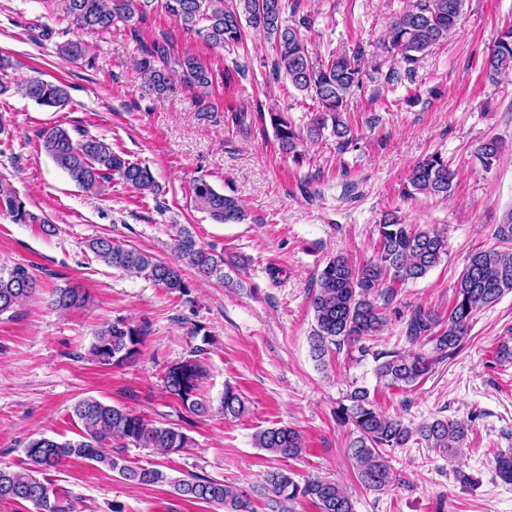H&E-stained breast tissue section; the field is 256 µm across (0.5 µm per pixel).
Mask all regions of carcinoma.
<instances>
[{
  "label": "carcinoma",
  "mask_w": 512,
  "mask_h": 512,
  "mask_svg": "<svg viewBox=\"0 0 512 512\" xmlns=\"http://www.w3.org/2000/svg\"><path fill=\"white\" fill-rule=\"evenodd\" d=\"M61 9L81 31L106 32L122 24L134 25L160 7L180 25L201 35L214 48H234L243 44L245 27L259 32L272 44L275 57L273 74L284 75L299 92L316 104L305 131H300L276 110L268 112L281 153L299 165L309 143L333 138L336 153L342 154L355 141L347 120L350 96L364 88L366 52L356 44L332 50L323 58L313 52L306 38L316 17L300 11L299 0H58ZM464 0H412L409 8L389 25L380 55L398 57L406 68H390L384 75L388 84L411 75L418 55L444 42L455 27ZM62 57L77 62L86 57L87 45L79 38L60 47ZM141 87L146 95L162 98L176 89L174 74L198 96L209 95L213 76L197 58L171 55L166 43L153 42L143 47L136 62ZM482 69L492 83L512 74V26L500 33L482 61ZM16 92L38 106L62 108L70 103L69 86L61 81L31 77L16 85ZM38 148L83 192L101 196L114 181L131 188L140 197L158 198L162 186L149 166L131 161L112 150L105 139L88 134L75 140L60 125L45 127L37 134ZM501 145L495 138L483 141L475 157L488 170L499 158ZM455 172L448 160L434 153L412 168L403 194L421 193L446 199L454 189ZM190 197L195 208L218 224H240L245 212L237 199L217 190L203 177L190 182ZM0 216L14 224H27L36 217L27 209L9 179L0 175ZM375 257L363 264L338 254L328 260L310 290L309 306L315 325L310 336L312 357L325 363L331 348L354 344L378 335L387 324L383 309L396 298L394 284L421 279L448 255V238L436 229L407 224L394 211L386 212L377 224ZM499 246L478 247L468 256L455 289L448 314L419 306L404 323V336L412 343L432 344V354L385 352L375 355L377 380L391 387H410L432 372L440 360L457 353L468 335L477 311L498 302L512 292V211L495 228ZM89 250L104 265L128 275L144 277L163 287L185 303H193V285L186 280L183 267L193 269L202 279L214 280L227 288L234 279L224 271V253L201 244L193 232L181 226L173 235L175 256L165 261L134 247L125 246L110 236L93 238ZM40 287L38 278L26 267H0V317L13 318L17 308ZM52 306L60 312L82 306L81 289L68 285L51 290ZM149 334L145 322L118 318L106 322L94 336L90 359L101 366H120L136 359ZM191 335L202 336V345L189 357L164 369V391L181 408L180 423L156 424L132 410L94 397L79 400L72 416L81 426L79 438L59 440L39 435L28 441L24 453L26 467L12 470L0 466V502H29L35 512H76L75 499L65 495L47 475L63 464L91 460L118 473L131 485L149 486L167 480L166 474L152 466H134L123 450L151 448L160 455L188 446L186 426L212 412V403L202 394L208 376L204 354L208 344L203 326L196 325ZM350 405L339 408L342 421L354 426L349 455L358 480L373 490H383L392 481V471L384 456L387 448H405L415 439L425 447L448 453L465 443L469 431L463 422L436 418L415 428L383 413L364 388L349 396ZM217 411L239 418L247 411L244 397L224 385ZM254 444L283 460H294L305 448L297 429L271 426L254 434ZM498 477L512 483V455L501 453L495 459ZM178 496L186 501L213 505L222 512H253L251 496L268 500L270 512H294L298 498L309 499L319 512H354L346 490L334 480L314 477L300 484L292 473L277 467L266 472L263 482L246 490L206 476L191 474L174 481Z\"/></svg>",
  "instance_id": "1"
}]
</instances>
